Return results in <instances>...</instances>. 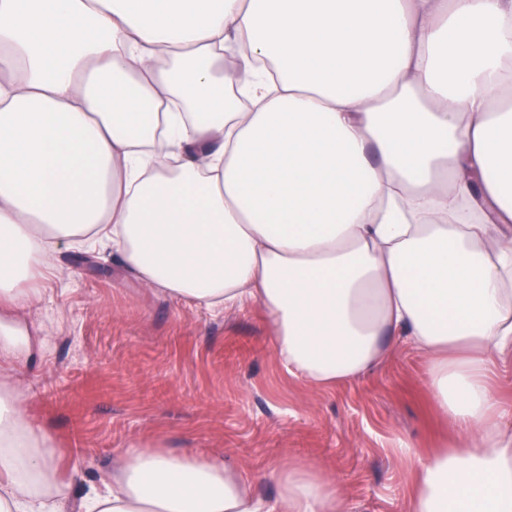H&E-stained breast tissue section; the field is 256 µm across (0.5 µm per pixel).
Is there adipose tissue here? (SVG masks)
<instances>
[{"label": "adipose tissue", "instance_id": "ef3b65f1", "mask_svg": "<svg viewBox=\"0 0 512 512\" xmlns=\"http://www.w3.org/2000/svg\"><path fill=\"white\" fill-rule=\"evenodd\" d=\"M93 237L173 299L259 303L316 386L408 342L453 438L407 512H512L489 376L512 356V0H0V334ZM272 476L263 499L222 457L135 444L80 507L347 512L315 462ZM67 506L0 386V512Z\"/></svg>", "mask_w": 512, "mask_h": 512}]
</instances>
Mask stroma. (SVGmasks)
I'll use <instances>...</instances> for the list:
<instances>
[{
	"label": "stroma",
	"instance_id": "35a3bbf8",
	"mask_svg": "<svg viewBox=\"0 0 512 512\" xmlns=\"http://www.w3.org/2000/svg\"><path fill=\"white\" fill-rule=\"evenodd\" d=\"M38 341L0 366L30 421L56 443L64 488L82 494L134 443L218 455L276 496L270 467L312 461L351 512H403L415 462L452 432L432 407L426 361L396 343L373 373L328 388L290 375L258 305L211 311L142 286L109 249L60 246L21 311Z\"/></svg>",
	"mask_w": 512,
	"mask_h": 512
}]
</instances>
